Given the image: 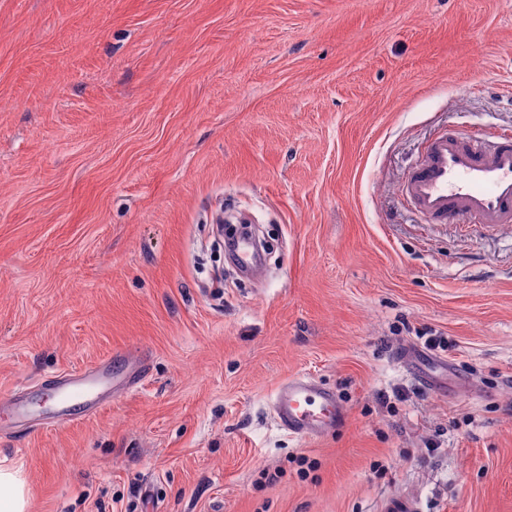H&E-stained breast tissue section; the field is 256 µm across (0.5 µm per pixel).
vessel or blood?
<instances>
[{
    "mask_svg": "<svg viewBox=\"0 0 512 512\" xmlns=\"http://www.w3.org/2000/svg\"><path fill=\"white\" fill-rule=\"evenodd\" d=\"M405 191L422 214L437 222L511 224L512 133L492 142L466 135L434 138L410 169ZM232 249L242 270L259 269L260 255L250 238H237ZM108 372L103 364L65 381L57 394V414L67 416L73 406L88 402L91 388ZM273 411L282 428L304 439L327 437L347 420L337 395L303 376L276 389Z\"/></svg>",
    "mask_w": 512,
    "mask_h": 512,
    "instance_id": "1",
    "label": "vessel or blood"
}]
</instances>
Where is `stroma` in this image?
Listing matches in <instances>:
<instances>
[{
	"label": "stroma",
	"mask_w": 512,
	"mask_h": 512,
	"mask_svg": "<svg viewBox=\"0 0 512 512\" xmlns=\"http://www.w3.org/2000/svg\"><path fill=\"white\" fill-rule=\"evenodd\" d=\"M454 128L512 131V0H0V401L39 387L0 469L27 512H512V224L402 194ZM222 214L271 242L260 280ZM106 358L147 366L45 423V380ZM297 375L341 430L280 429Z\"/></svg>",
	"instance_id": "obj_1"
}]
</instances>
